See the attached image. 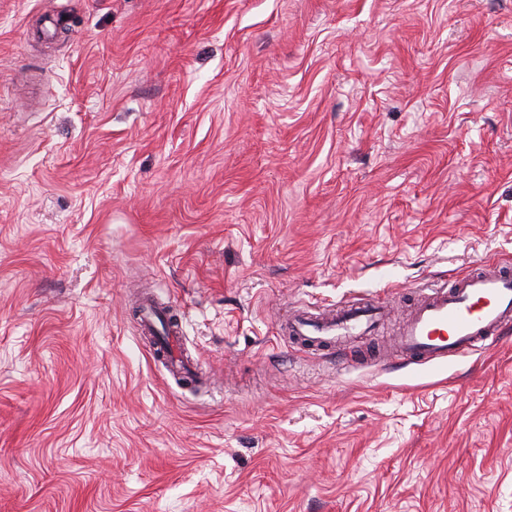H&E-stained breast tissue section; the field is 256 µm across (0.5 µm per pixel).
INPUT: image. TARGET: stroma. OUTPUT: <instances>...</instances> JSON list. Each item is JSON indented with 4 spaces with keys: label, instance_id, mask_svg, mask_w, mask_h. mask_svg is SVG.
<instances>
[{
    "label": "stroma",
    "instance_id": "stroma-1",
    "mask_svg": "<svg viewBox=\"0 0 512 512\" xmlns=\"http://www.w3.org/2000/svg\"><path fill=\"white\" fill-rule=\"evenodd\" d=\"M509 259L512 0H0V512H512V336L280 331ZM182 335L181 322L172 321L168 335L156 347V351L164 356L172 366L179 368L183 367L184 345Z\"/></svg>",
    "mask_w": 512,
    "mask_h": 512
}]
</instances>
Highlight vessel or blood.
Segmentation results:
<instances>
[{
    "instance_id": "vessel-or-blood-1",
    "label": "vessel or blood",
    "mask_w": 512,
    "mask_h": 512,
    "mask_svg": "<svg viewBox=\"0 0 512 512\" xmlns=\"http://www.w3.org/2000/svg\"><path fill=\"white\" fill-rule=\"evenodd\" d=\"M387 305L379 300L346 303L334 313L314 316L295 313L283 329L299 347L338 348L345 339L380 330ZM512 326V268L495 266L463 276L448 287L420 294L409 319L400 328L395 351L416 364L447 361L461 352L496 342L502 329ZM159 353L175 367L182 366V325L171 322Z\"/></svg>"
}]
</instances>
